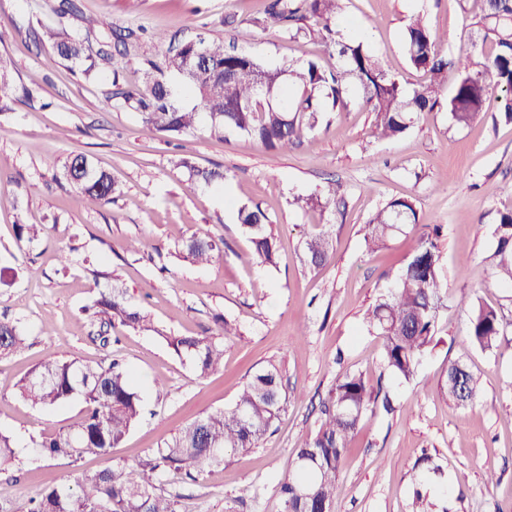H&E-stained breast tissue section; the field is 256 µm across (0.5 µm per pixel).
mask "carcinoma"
Returning <instances> with one entry per match:
<instances>
[{"mask_svg": "<svg viewBox=\"0 0 512 512\" xmlns=\"http://www.w3.org/2000/svg\"><path fill=\"white\" fill-rule=\"evenodd\" d=\"M345 0H266L255 26L277 27L289 38H318L336 53V63L321 67L314 61L266 65L252 53L229 50L222 41L204 38L170 48L162 59L144 60L141 87L112 80L107 101L137 113L150 134H179L205 125L219 137L227 131L242 133L272 150H288L301 137L314 131L324 112H345L349 89L355 86L364 107L374 114V135L395 139L409 130L415 116L441 104L448 75H455L453 93L447 100L453 123L465 127L483 111L490 93H505L503 112L512 121V0H459L477 6L474 25L489 51L472 44L465 54L450 55L441 49V39L425 18H410L402 33L405 53L412 67L427 75L425 82L409 89L387 73L379 59L362 41L341 40L335 29ZM57 22H28L15 27L34 41L51 44L63 63L85 65L91 75L112 66L113 49L125 57L138 47L143 28H115L97 15L88 16L82 0H56ZM82 23L80 31L69 28L71 20ZM10 59L0 54V109L16 98L17 86L10 78ZM183 78L195 94L197 105L184 109L174 104L168 78ZM268 94H258V86ZM198 182L207 185L224 180L218 167L202 168L188 158L180 159ZM66 177L77 182L82 194L92 200L110 201L122 193L112 176L97 168L84 155H76L66 167ZM340 186L333 180L304 200L306 206L325 211L336 206ZM242 232L251 243L250 260L263 267L277 265L278 244L268 214L260 207L238 210ZM414 203L395 198L369 219L364 235L367 250L387 245L392 235L407 225H417ZM18 241L31 247L41 243L44 228L37 224L16 225ZM494 276L512 286V211L500 216L496 228ZM439 227L421 226L418 245L400 269L393 286L380 293L366 312L368 329L383 340L382 365L392 376L409 380L420 358L437 342L440 311L447 307L448 289L442 279ZM219 244L209 235H192L182 243L183 258L208 265L220 257ZM333 245L322 230L303 242L301 261L310 267L326 264ZM91 319L109 327L116 325L153 332L188 363L198 379L224 365V337L238 335L224 323L216 336H164L149 315L134 307L117 287L100 294L84 308ZM502 333L498 313L484 306L471 310L470 343L484 350L498 347ZM26 330L17 322L0 320V355L17 354L27 347ZM463 365L451 361L441 390L459 405L474 402L477 380ZM284 364L271 359L249 373L235 405L209 412L183 426L152 457L135 465L86 472L80 490L61 482L30 492V512H180L179 501L157 492V483L168 471H183L192 479L224 464V452L247 453L275 425L293 397L283 386ZM20 397L33 407L49 409L70 400L85 405L83 418L46 438L38 447L47 456L74 462L83 454L108 455L118 447L141 413V396L128 368L109 362L66 360L48 354L18 385ZM393 410L388 396L381 395L360 372L340 377L321 409L317 429L296 449L288 462V477L278 493L282 512H335L336 489L342 461L358 432L364 414L376 407ZM306 487L312 497L299 495Z\"/></svg>", "mask_w": 512, "mask_h": 512, "instance_id": "carcinoma-1", "label": "carcinoma"}]
</instances>
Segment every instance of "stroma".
<instances>
[{
  "mask_svg": "<svg viewBox=\"0 0 512 512\" xmlns=\"http://www.w3.org/2000/svg\"><path fill=\"white\" fill-rule=\"evenodd\" d=\"M87 10L119 28L166 32L172 42L196 36L230 40L232 22L260 16L264 0H84ZM54 0H0V53L14 62L12 76L35 100L0 114V320L23 324L29 348L0 356V431L16 444V458L0 466V512H28L32 489L80 480L83 471L147 459L179 428L216 409L231 407L248 372L283 360L298 398L250 453L226 452L224 463L198 481L165 473L162 494L178 496L181 512H280L278 483L296 448L318 426L319 406L337 378L360 372L388 387L396 410L367 412L351 443L338 482L336 512H411L412 477L423 455L441 473L428 482L432 512H512V288L493 275L495 229L512 211V121L498 99L467 127L453 125L447 109L427 112L396 140H377L374 116L352 99L348 111L296 147L273 151L240 133L212 137L199 129L150 134L136 113L111 107L113 79L137 85L141 57L161 59L165 45L144 41L140 55L119 59L118 74L91 76L59 63L49 44L13 32V22L36 16L52 22ZM421 13L446 51L465 50L479 34L458 0H346L336 27L356 38L405 86L424 81L408 62L402 31ZM246 51L267 65L313 59L327 64L321 43L255 28ZM78 154L121 183L110 203L84 197L64 175ZM221 166L223 184L208 187L178 167L181 157ZM342 187L346 206L320 212L298 205L327 180ZM411 199L420 223L443 227L439 239L448 307L438 323V345L410 380L382 378V340L365 314L417 244L404 227L386 248L367 251L365 225L387 201ZM261 206L280 241L277 266L249 260L250 243L238 222L240 206ZM42 224L44 243L18 242L16 222ZM327 231L332 260L306 267L299 260L306 235ZM206 233L223 243L216 262L184 261L183 240ZM139 251L124 249L127 240ZM70 252L61 263V249ZM107 272L94 282L93 270ZM115 286L147 312L167 336H213L222 323L238 335L224 342L223 368L196 379L165 338L119 327L109 342L82 310ZM494 308L504 336L497 349L465 342L475 303ZM64 359L119 357L137 376L140 419L111 455L88 453L69 464L33 448L79 422L84 406L72 400L41 410L22 401L17 384L47 352ZM465 363L478 386L473 404L460 406L440 392L449 361Z\"/></svg>",
  "mask_w": 512,
  "mask_h": 512,
  "instance_id": "stroma-1",
  "label": "stroma"
}]
</instances>
